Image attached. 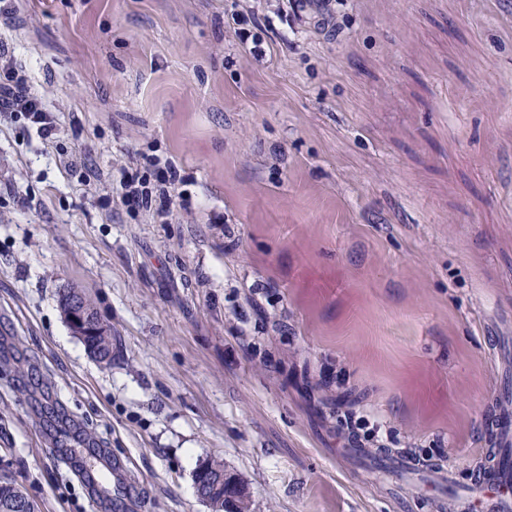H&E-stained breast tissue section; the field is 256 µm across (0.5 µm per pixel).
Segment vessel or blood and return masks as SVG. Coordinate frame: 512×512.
<instances>
[{"label":"vessel or blood","instance_id":"1","mask_svg":"<svg viewBox=\"0 0 512 512\" xmlns=\"http://www.w3.org/2000/svg\"><path fill=\"white\" fill-rule=\"evenodd\" d=\"M496 427L502 440L497 455L473 467L455 512H512V414H501Z\"/></svg>","mask_w":512,"mask_h":512}]
</instances>
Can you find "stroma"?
Here are the masks:
<instances>
[{
  "mask_svg": "<svg viewBox=\"0 0 512 512\" xmlns=\"http://www.w3.org/2000/svg\"><path fill=\"white\" fill-rule=\"evenodd\" d=\"M23 0L6 36L58 117L0 119V476L37 512H440L512 408V0ZM254 10L265 50L231 14ZM144 155L187 178L167 222L104 205ZM81 288L111 366L73 336ZM251 331L250 346L236 332ZM392 480L328 408L335 381ZM79 436L118 463L91 480ZM453 465L454 483L431 466ZM345 422L353 435L358 436L362 431L366 437L375 440L379 447H385L382 425L369 413L358 411L345 414ZM204 465H207L213 471L218 472H215V474L210 476L209 481L207 482H201V477L205 474L206 470H199L198 473L194 475L196 492L200 499L216 510L220 509V511L224 512H249L250 494H248V501L244 506L242 499H239V510L236 507L237 502L233 500L232 496L227 494V491L229 492L232 489L237 492L236 499L243 494V485L240 483L237 476L232 472L225 470L224 465L217 460H209L200 467ZM222 470H224V472H219Z\"/></svg>",
  "mask_w": 512,
  "mask_h": 512,
  "instance_id": "35a3bbf8",
  "label": "stroma"
}]
</instances>
